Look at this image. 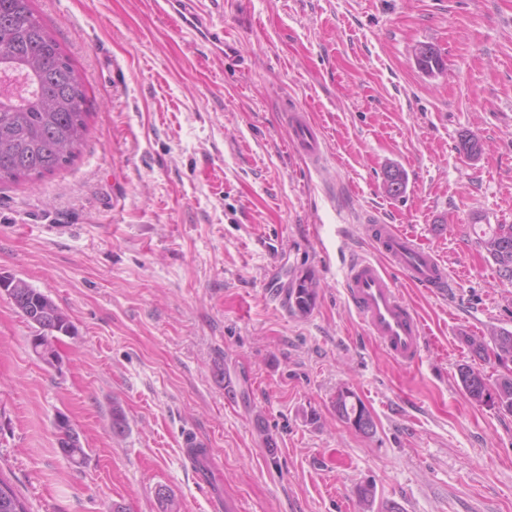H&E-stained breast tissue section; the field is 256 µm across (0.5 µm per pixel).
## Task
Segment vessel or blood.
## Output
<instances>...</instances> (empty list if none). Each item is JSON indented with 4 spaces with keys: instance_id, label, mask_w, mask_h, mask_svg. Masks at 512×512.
<instances>
[{
    "instance_id": "obj_1",
    "label": "vessel or blood",
    "mask_w": 512,
    "mask_h": 512,
    "mask_svg": "<svg viewBox=\"0 0 512 512\" xmlns=\"http://www.w3.org/2000/svg\"><path fill=\"white\" fill-rule=\"evenodd\" d=\"M160 15L173 19L180 30L207 45L225 60H236L239 48L229 40L223 26L215 25L202 7V0H154ZM291 143L312 166H321L324 150L317 127L308 112L300 107L284 111ZM376 249L398 266L416 287L444 296L453 283L444 264L431 251L393 225L372 227ZM345 291L364 327L376 337L399 364L415 365L424 344V332L411 307L398 295L394 284L378 263L367 258L353 260L345 268Z\"/></svg>"
}]
</instances>
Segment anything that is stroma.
Instances as JSON below:
<instances>
[{
  "label": "stroma",
  "instance_id": "obj_1",
  "mask_svg": "<svg viewBox=\"0 0 512 512\" xmlns=\"http://www.w3.org/2000/svg\"><path fill=\"white\" fill-rule=\"evenodd\" d=\"M223 2L235 68L152 0H32L90 117L73 161L0 184V274L75 327L47 366L0 291V474L31 512H163L161 489L175 512H213L216 492L222 512H512V415L458 378L465 336L512 330V284L474 231L512 224V0ZM421 44L441 70L419 68ZM290 104L321 130L322 171L290 146ZM464 134L478 157L460 153ZM375 219L456 283L435 296L389 270L427 326L414 369L346 298V263L380 258ZM306 272L319 288L301 316L288 290ZM343 386L372 433L338 419ZM60 412L81 466L58 449ZM188 434L210 448L214 486L186 461ZM344 391L349 392L350 396L346 397ZM336 415L347 424H350L354 415L361 419L364 415L367 417V429H359L358 432L362 434H369L375 427V422L372 413L367 408L363 400L349 388L344 387L339 389L336 393V401L334 403Z\"/></svg>",
  "mask_w": 512,
  "mask_h": 512
}]
</instances>
